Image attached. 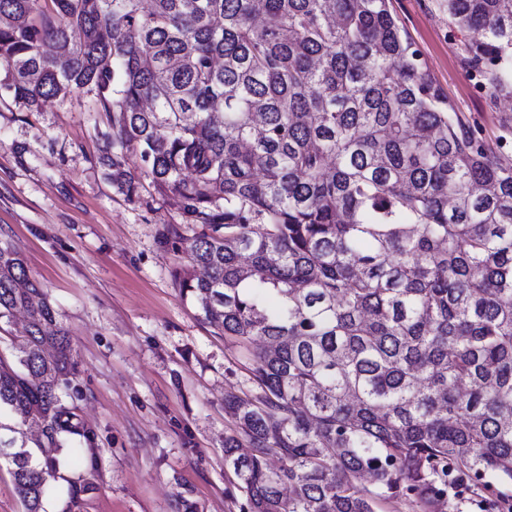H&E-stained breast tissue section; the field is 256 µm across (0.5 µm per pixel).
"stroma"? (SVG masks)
<instances>
[{"label": "stroma", "instance_id": "1", "mask_svg": "<svg viewBox=\"0 0 512 512\" xmlns=\"http://www.w3.org/2000/svg\"><path fill=\"white\" fill-rule=\"evenodd\" d=\"M440 0H390L424 70L456 112L496 143L512 99L475 89L468 31ZM110 117L73 93L29 111L0 89V243L22 255L66 332L69 392L94 433L97 473L81 512H240L224 465L226 393L249 392V354L216 335L176 288L186 264L177 196L119 194L100 162Z\"/></svg>", "mask_w": 512, "mask_h": 512}]
</instances>
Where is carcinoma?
Segmentation results:
<instances>
[{
	"label": "carcinoma",
	"mask_w": 512,
	"mask_h": 512,
	"mask_svg": "<svg viewBox=\"0 0 512 512\" xmlns=\"http://www.w3.org/2000/svg\"><path fill=\"white\" fill-rule=\"evenodd\" d=\"M440 6L474 34L469 70L512 96V0ZM0 67L29 107L94 94L112 186L181 198L180 293L215 333L266 342L256 391L224 396L241 512H448L461 490L512 512V114L492 148L388 0H0ZM18 313L0 460L47 512L61 451L94 434L66 401V334L0 244V325ZM93 468L68 479L76 509Z\"/></svg>",
	"instance_id": "carcinoma-1"
}]
</instances>
